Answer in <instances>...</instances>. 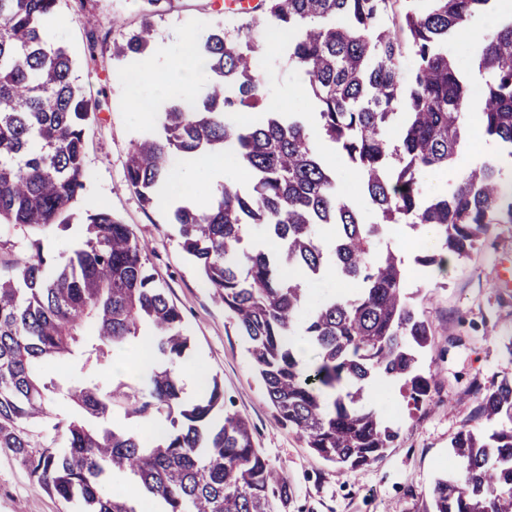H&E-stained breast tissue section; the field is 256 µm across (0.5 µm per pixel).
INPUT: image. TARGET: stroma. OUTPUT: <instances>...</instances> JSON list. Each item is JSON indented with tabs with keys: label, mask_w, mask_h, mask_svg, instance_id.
<instances>
[{
	"label": "stroma",
	"mask_w": 512,
	"mask_h": 512,
	"mask_svg": "<svg viewBox=\"0 0 512 512\" xmlns=\"http://www.w3.org/2000/svg\"><path fill=\"white\" fill-rule=\"evenodd\" d=\"M85 11L96 16V28L80 22ZM57 15L56 40L68 46L86 94L102 103L101 112L85 127L87 179L74 209L82 213L104 205L129 224L169 301L181 310L191 342L186 372L181 376L185 397L197 396L188 386L191 374L203 373L220 381L225 411L249 421L256 447L288 479L292 496L285 512H421L434 480L447 471L452 460L451 438L464 426H487L475 415L477 389L488 390L502 380H512V352L505 342L512 336V224L491 225L469 257L455 256L448 264L430 267L419 266L417 257L441 253L442 248L425 244L426 228L397 224L386 233L384 246L396 252L406 272L404 289L432 325V344L422 359L438 369L440 382L430 403L421 408L408 403L401 384L371 389L372 404L397 422L400 437L379 462L337 474L334 464L313 454L294 431L275 421L265 386L247 353V342L183 251L170 222L169 204L143 206L124 181L126 154L146 124L128 109V100L148 96L169 106L182 91L168 76L185 33L202 38L216 27L232 33L249 18L257 39L265 43L272 33L263 13L244 16L238 0H161L154 10L147 0H60ZM502 16L500 6H493L470 19L468 33L448 42L473 96H480L488 79L476 62L479 35ZM147 18L155 28L149 59L156 71L133 87L124 80L132 62L113 56L112 44ZM259 81L261 105L251 110V118H262L269 111L304 115L316 150L336 172L339 194L366 217H373L357 172L320 135L303 74L283 48L269 52L262 61ZM463 119L469 142L461 145L448 169L422 174L423 198L443 193L459 172L482 162L494 164L500 179L512 183V158L497 141L483 135L475 113H464ZM82 234L79 223L67 231L47 234L0 224V264L16 262L36 242L42 244L49 262H58L60 253ZM0 512H77V508L37 485L12 451L0 448Z\"/></svg>",
	"instance_id": "1"
}]
</instances>
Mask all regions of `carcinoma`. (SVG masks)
<instances>
[{"instance_id": "obj_1", "label": "carcinoma", "mask_w": 512, "mask_h": 512, "mask_svg": "<svg viewBox=\"0 0 512 512\" xmlns=\"http://www.w3.org/2000/svg\"><path fill=\"white\" fill-rule=\"evenodd\" d=\"M59 0H0V223L66 229L84 187V128L99 110L73 76L67 48L50 38ZM494 0H259L273 32L319 107L320 131L360 173L379 221L359 217L336 190L295 115L243 119L260 100L250 25L196 42L209 91L185 108L177 99L157 128L134 142L125 183L152 207L173 191L174 161L215 155L250 177L226 180L205 204L172 209L182 249L248 340L274 418L344 474L383 458L397 424L367 399L376 382H400L417 407L438 372L421 363L431 327L404 291L396 254L379 248L394 224L432 225L461 257L492 224L512 223V185L488 163L462 171L443 195L421 199L420 177L448 168L464 137L470 99L448 39ZM150 21L114 46L140 60ZM415 60L404 82L398 64ZM479 66L490 79L476 110L485 136L512 157V15L484 38ZM403 117L400 134L391 129ZM84 242L54 266L40 245L0 269V448L39 486L78 503V512H279L288 480L254 446L247 421L224 413L217 378L183 398L190 349L180 310L148 268L129 225L104 206L86 213ZM248 224L279 248L242 247ZM333 226L331 250L319 226ZM332 271L357 287L309 305L305 280ZM151 339V367L134 384L108 387L100 368L130 341ZM319 351L307 366L294 338ZM68 361L76 377L46 371ZM122 413L161 419L142 435L108 427ZM476 416L489 431L450 440L457 467L439 476L424 512H512V381L480 393ZM63 440L61 449L54 444ZM124 482L138 494L113 491Z\"/></svg>"}]
</instances>
